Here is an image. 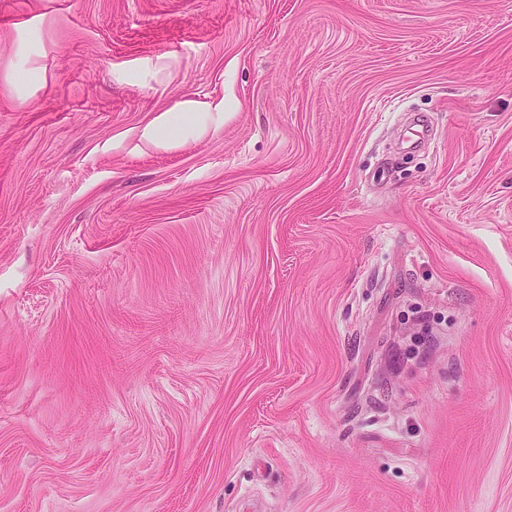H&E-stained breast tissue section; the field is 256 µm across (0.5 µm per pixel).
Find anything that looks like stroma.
Segmentation results:
<instances>
[{
  "mask_svg": "<svg viewBox=\"0 0 512 512\" xmlns=\"http://www.w3.org/2000/svg\"><path fill=\"white\" fill-rule=\"evenodd\" d=\"M0 512H512V0H0Z\"/></svg>",
  "mask_w": 512,
  "mask_h": 512,
  "instance_id": "35a3bbf8",
  "label": "stroma"
}]
</instances>
